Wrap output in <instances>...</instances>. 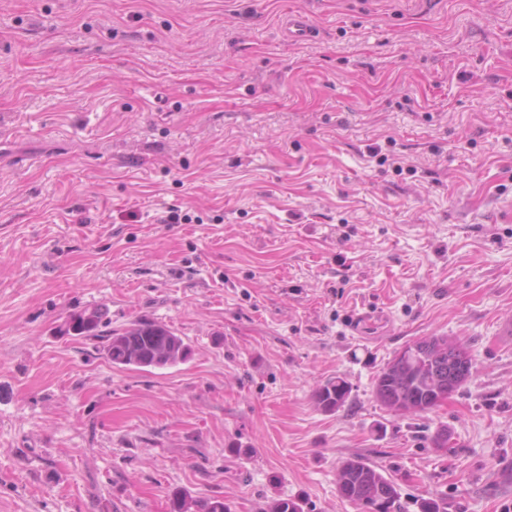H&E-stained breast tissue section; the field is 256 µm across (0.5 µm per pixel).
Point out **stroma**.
<instances>
[{"label":"stroma","instance_id":"1","mask_svg":"<svg viewBox=\"0 0 512 512\" xmlns=\"http://www.w3.org/2000/svg\"><path fill=\"white\" fill-rule=\"evenodd\" d=\"M88 307L191 354L115 367ZM510 318L512 0H0V512H361L354 456L512 512ZM433 335L470 381L392 413ZM441 336H430L413 343L419 346L423 359H417L420 354L415 346L402 348L380 368L373 383L375 399L384 407L393 410L395 403L411 399L421 407L422 413H428L440 406L459 387L468 382L472 376L473 360L465 348L466 366H457L453 361L452 352L448 350L435 354L430 343ZM435 387L444 393L442 400H434L431 396ZM352 388L341 377L331 378L319 386L314 394L316 403L326 412H336L342 408L351 395ZM175 509L177 512H228L220 497L198 500L183 496L176 502Z\"/></svg>","mask_w":512,"mask_h":512}]
</instances>
